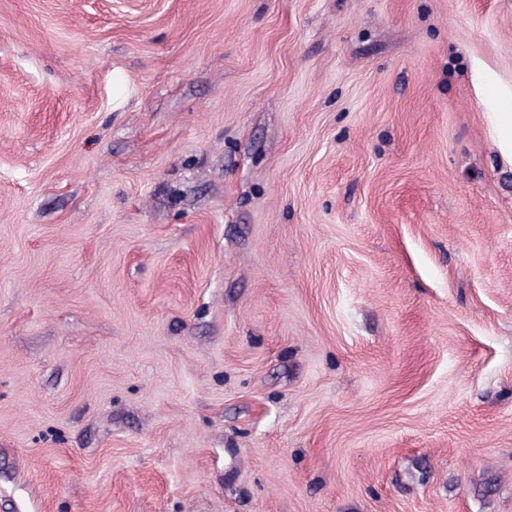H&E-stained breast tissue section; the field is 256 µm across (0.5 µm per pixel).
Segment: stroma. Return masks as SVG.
<instances>
[{
    "label": "stroma",
    "instance_id": "obj_1",
    "mask_svg": "<svg viewBox=\"0 0 512 512\" xmlns=\"http://www.w3.org/2000/svg\"><path fill=\"white\" fill-rule=\"evenodd\" d=\"M512 0H0V512H512ZM482 98L491 102L494 112H486L488 132L503 165L512 170V98L504 96L494 73L482 70L478 83Z\"/></svg>",
    "mask_w": 512,
    "mask_h": 512
}]
</instances>
